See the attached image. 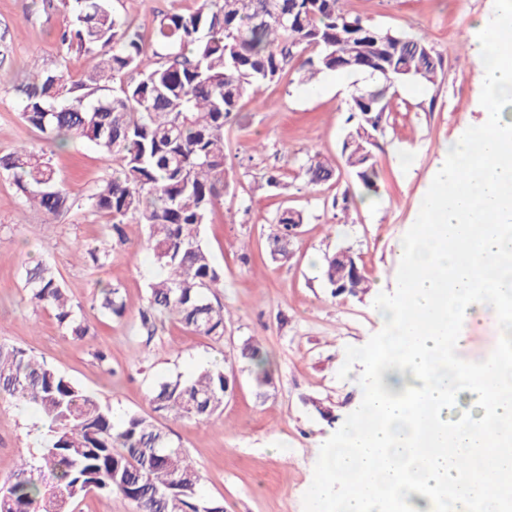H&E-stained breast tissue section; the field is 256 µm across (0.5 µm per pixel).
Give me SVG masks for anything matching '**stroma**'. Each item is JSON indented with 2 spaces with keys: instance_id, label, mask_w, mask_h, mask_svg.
Segmentation results:
<instances>
[{
  "instance_id": "35a3bbf8",
  "label": "stroma",
  "mask_w": 512,
  "mask_h": 512,
  "mask_svg": "<svg viewBox=\"0 0 512 512\" xmlns=\"http://www.w3.org/2000/svg\"><path fill=\"white\" fill-rule=\"evenodd\" d=\"M493 0H349L348 10L370 25L424 39L443 60L437 84L398 83L375 135L379 193L348 213L334 197L357 188L348 170L305 187L300 167L309 154L341 160L347 104L365 85L363 74L337 84L332 73L304 81L288 67L276 82L251 87L236 119L224 129L227 157L224 200L210 214L201 238L223 271L212 301L229 311L224 338L214 343L162 319L151 341L135 333L146 288L161 268L147 246L146 228L126 227L128 243L102 268L75 259L107 237L103 217L85 201L112 170V160L81 141L53 147L60 182L71 207L47 215L26 207L13 180L0 175V341L25 349L109 404L115 416L150 411V391L164 379L189 377L226 361L236 386L223 414L210 422H174V438L202 476L201 493L224 502V512H310L316 478L333 463L326 448L348 420L365 380L354 350L377 342L383 327L378 306L397 300V248L416 230L417 205L440 147L481 118L480 64L472 53L473 23ZM196 0H113V7L150 36L159 13L188 11ZM75 18L45 0H0V155L38 143L21 117L22 88L33 60H57L72 81H82L88 56L61 47L57 35ZM277 169L283 187L268 188L263 175ZM305 221L291 259L272 261L266 240L283 208ZM350 250L371 281L367 293L332 296L322 275L325 254ZM46 261L68 295L82 306L91 333L77 340L49 309L34 305L23 288L24 270ZM121 284L124 318L93 307L102 283ZM449 342L453 360L466 365L496 352L501 318L496 308L459 323ZM270 356L271 383L257 388L236 359L247 339ZM105 352L99 362L96 352ZM31 427L10 399H0V481L20 460L36 455Z\"/></svg>"
}]
</instances>
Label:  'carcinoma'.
Instances as JSON below:
<instances>
[{
    "label": "carcinoma",
    "instance_id": "1",
    "mask_svg": "<svg viewBox=\"0 0 512 512\" xmlns=\"http://www.w3.org/2000/svg\"><path fill=\"white\" fill-rule=\"evenodd\" d=\"M345 3L276 0L280 20L269 15V0H199L192 11L158 15L147 45L112 0H58L76 19L60 42L90 56L91 66L86 79L75 83L60 63L36 65L38 82L25 90L21 115L48 144L71 138L112 158L111 175L86 201L107 219L110 240L83 256L103 267L112 245L127 242L126 225L146 226L147 244L164 275L147 286L136 328L145 342L161 316L204 339L224 338L228 311L209 297L223 272L202 243L201 227L224 199V127L254 84L278 79L291 63L307 80L325 72L367 75L370 83L356 90L347 109L352 144H342V154L363 193L378 194L374 133L389 108V91L412 77L433 85L443 64L424 40L375 28ZM129 73L137 77L123 80ZM2 173L47 214L71 205L42 147L0 156ZM302 174L305 186L315 187L335 178L336 166L315 153ZM303 222L298 210L277 213L276 230L267 237L272 260H288L289 225ZM324 275L334 288L347 273L328 255ZM24 288L71 335L89 334L82 308L71 303L50 264L26 269ZM93 307L124 318L122 288L101 289ZM237 359L252 367L258 387L270 384L267 354L256 340H245ZM228 389L226 367L211 365L159 382L149 395L151 413L117 421L111 407L66 375L0 342V398L28 403L49 433L38 455L0 485V512H31L36 504L42 512H67L68 504L91 491L119 495L133 512H224L223 502L201 496L199 471L154 415L207 422L224 412ZM46 471L55 480L48 497L39 480Z\"/></svg>",
    "mask_w": 512,
    "mask_h": 512
}]
</instances>
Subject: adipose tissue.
Masks as SVG:
<instances>
[{
    "label": "adipose tissue",
    "mask_w": 512,
    "mask_h": 512,
    "mask_svg": "<svg viewBox=\"0 0 512 512\" xmlns=\"http://www.w3.org/2000/svg\"><path fill=\"white\" fill-rule=\"evenodd\" d=\"M494 17L481 23L473 53L481 62L485 95L476 130H465L439 150L429 188L418 204V228L400 247L402 301L379 309L385 334L358 351L369 371L362 397L345 425L332 467L317 479L312 512H391L408 498V512H437L450 498V512H466V482L448 497L454 464L449 455L471 460L472 471L489 467L512 475V450L492 462L473 458L488 429L512 422V397L483 408L487 381L512 375V367L480 360L469 373L479 411L450 416L443 371L449 321H470L499 306L512 288V0H497ZM469 170L466 189L456 176ZM370 478L361 495L349 488L346 470Z\"/></svg>",
    "instance_id": "ef3b65f1"
}]
</instances>
